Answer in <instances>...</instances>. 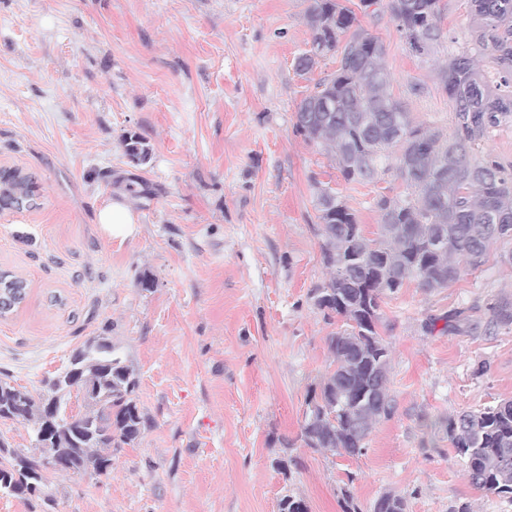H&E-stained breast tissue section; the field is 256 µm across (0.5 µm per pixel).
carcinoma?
Returning <instances> with one entry per match:
<instances>
[{
  "mask_svg": "<svg viewBox=\"0 0 512 512\" xmlns=\"http://www.w3.org/2000/svg\"><path fill=\"white\" fill-rule=\"evenodd\" d=\"M470 45L448 54L438 80L453 101L451 130L416 123L394 98L392 72L382 64L384 44L356 24L346 0H311L306 13L309 45L295 58L305 75L320 60L338 56V69L320 80L296 108V133L320 146L347 183L371 184L392 176L405 190L379 195L374 206L380 228L367 236L356 214L336 190L317 182L316 209L323 263L329 279L313 290V305L340 330L327 338L331 370L310 392L300 438L309 448L359 457L377 424L392 417L390 347L380 333L383 299L408 282L425 291L446 288L468 268L479 267L490 248L509 243L501 254L512 264V176L490 157L478 155L485 132L512 118V0H468ZM397 32L412 53L429 55L445 41L441 0H388ZM488 54L498 80L492 86L474 55ZM135 165L151 157L136 133L123 139ZM38 198L32 177L18 174L0 183V202ZM27 284L0 274V293L23 302ZM487 325H512V303L486 308ZM77 348L63 385L48 377L45 394L0 378V421L27 426L33 451L23 453L0 441V497L55 500L45 492L49 472L94 476L112 473L114 452L133 446L148 426L134 397V370L107 336ZM83 395L85 411L67 412L72 392ZM465 459L471 485L492 494H512V399L452 414L427 424ZM340 488L342 512H363L349 483ZM278 512H310L306 500L286 494ZM370 512H407L405 497L386 492Z\"/></svg>",
  "mask_w": 512,
  "mask_h": 512,
  "instance_id": "cac0c4a2",
  "label": "carcinoma"
}]
</instances>
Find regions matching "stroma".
Returning a JSON list of instances; mask_svg holds the SVG:
<instances>
[{
  "label": "stroma",
  "instance_id": "1",
  "mask_svg": "<svg viewBox=\"0 0 512 512\" xmlns=\"http://www.w3.org/2000/svg\"><path fill=\"white\" fill-rule=\"evenodd\" d=\"M310 0H0V167L31 175L37 206L0 214V271L27 284L0 318V374L40 393L88 338L109 332L138 380L149 425L119 449L110 476L49 474L54 512H277L282 495L310 512H341L355 473L363 506L386 492L408 512H512V499L469 484L465 462L427 423L512 399V326L426 332L457 309L482 317L512 301V265L494 246L479 268L427 292L407 283L382 303L392 348L391 420L357 458L306 447L300 425L327 373L315 182L330 183L366 232L376 186L345 183L294 130L296 106L336 71L294 68L310 40ZM357 22L386 47L393 94L416 122L449 128L453 103L437 72L470 38L467 0H443L447 42L414 56L389 10ZM152 159L128 162L126 132ZM128 196L137 230L96 221ZM154 288H140L141 276ZM288 439L290 450L280 441ZM298 464L282 474V452Z\"/></svg>",
  "mask_w": 512,
  "mask_h": 512
}]
</instances>
